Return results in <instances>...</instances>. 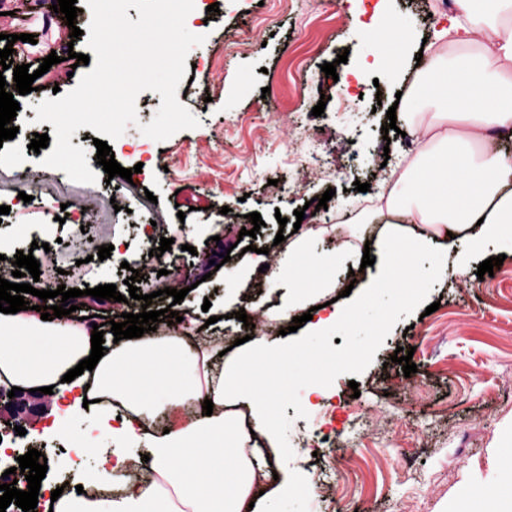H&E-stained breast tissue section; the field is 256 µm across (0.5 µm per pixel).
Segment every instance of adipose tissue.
<instances>
[{"label":"adipose tissue","instance_id":"ef3b65f1","mask_svg":"<svg viewBox=\"0 0 512 512\" xmlns=\"http://www.w3.org/2000/svg\"><path fill=\"white\" fill-rule=\"evenodd\" d=\"M488 15L473 0H456L459 15L444 34L455 53L429 56L422 78L434 97L430 140L419 142L411 165L385 200L388 210L407 214L419 229L408 239L411 252L447 257L452 234L466 232L472 247L512 236V154L478 152L486 133L512 136V0H490ZM487 31V43L475 35ZM91 324L73 317L42 320L40 312H0V384L25 390L53 387L73 391V406H88L112 440L96 468L75 472L80 485L111 484L133 449H144L154 476L128 485L121 496L89 499L73 493L52 498L42 483L34 512H244L257 477L253 461L236 453L239 443L275 446L267 400L247 380L249 365L267 354L254 340L225 363L209 340L171 333L107 342L93 370L70 383L62 377L91 352ZM195 376L183 382L179 362ZM212 400L213 413L153 432L147 420L163 405ZM121 406L120 426L110 411Z\"/></svg>","mask_w":512,"mask_h":512}]
</instances>
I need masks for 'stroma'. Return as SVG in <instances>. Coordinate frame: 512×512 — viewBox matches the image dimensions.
I'll return each instance as SVG.
<instances>
[{
  "label": "stroma",
  "mask_w": 512,
  "mask_h": 512,
  "mask_svg": "<svg viewBox=\"0 0 512 512\" xmlns=\"http://www.w3.org/2000/svg\"><path fill=\"white\" fill-rule=\"evenodd\" d=\"M218 4L209 24L187 16L186 27L205 26L206 39L187 56L188 69L177 99L196 116L198 127L180 131L163 142L128 127L116 141L114 156L133 172L131 179L108 177L96 159L97 133L83 127L72 145L87 150L88 166L98 175L94 184L71 181L65 172L48 171L39 154L25 165H0V199L12 202L0 217V239L32 252L40 262L34 287L59 285L92 289L113 284L127 293L129 269L143 278L140 296L149 294L152 310L172 304L165 288L185 290L181 309L192 311L193 330L209 317L228 313L218 346L231 347L248 335L234 314L254 303L266 323L264 337L280 343L288 323L275 307L279 292L267 276L250 265L246 246L267 248L266 261L278 265L293 225L279 217L304 210L302 228H321L312 248L341 253L338 265L319 270L335 282L320 302L336 298L346 286L362 291L376 267L353 273L364 245L377 242L389 217L375 203V190L390 171L406 169L412 159L405 138L385 131L389 107L419 112L426 96L418 85L423 66L416 57L424 41L447 28L448 12L439 0H202ZM31 12L25 0H0V50L5 35H33V42L11 45L14 64L38 69L39 59L57 54L58 64L37 78L36 91L18 96L20 134L53 133L49 123L36 122L35 105L53 88L71 91L87 65L71 66L68 52L86 53L85 40H71L68 26ZM399 23L405 31L396 66L373 54L370 33L382 22ZM345 63H337L340 53ZM335 63L347 79L337 89L321 67ZM321 116H313L318 101ZM146 169L135 172L137 163ZM370 183L367 192L356 182ZM334 196L325 209L309 208L327 189ZM33 194V202L19 192ZM260 213L256 236L244 235L249 213ZM92 224L95 234L78 263L64 242L74 225ZM284 243H276V235ZM219 237L209 247L210 237ZM172 239L162 257L153 252L161 238ZM119 242L120 254L97 260L99 246ZM458 250L471 251L466 269L447 258L429 302L439 308L428 316L412 313L390 331L365 371L341 375L325 388L307 418L287 407L293 423L289 442L294 457L290 479L301 492L275 502L255 495L259 508L274 512H452L462 500L481 508L487 488L512 482V241L489 240L471 250L460 239ZM229 253L228 262L213 268L214 254ZM503 256L502 266L478 279L480 263ZM193 266L201 282L191 286L180 275ZM413 350L416 373L404 375L392 356ZM357 388H350V381ZM37 413L24 427L19 445L43 444L51 467L48 480L61 482L59 468L67 444L63 436H46L59 395L30 397ZM333 436L337 445L325 444Z\"/></svg>",
  "instance_id": "obj_1"
}]
</instances>
